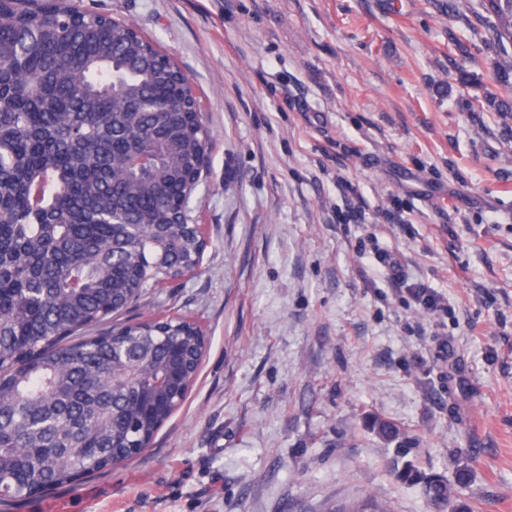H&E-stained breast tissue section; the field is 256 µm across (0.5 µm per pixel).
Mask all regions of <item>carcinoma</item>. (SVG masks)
<instances>
[{
	"mask_svg": "<svg viewBox=\"0 0 512 512\" xmlns=\"http://www.w3.org/2000/svg\"><path fill=\"white\" fill-rule=\"evenodd\" d=\"M479 7L511 44L512 0ZM489 69L512 85V57ZM486 106L512 112L490 90ZM209 139L196 97L132 23L83 0H0V499L131 460L184 402L201 328L115 317L200 264L188 201ZM399 477L463 512L442 476L408 463Z\"/></svg>",
	"mask_w": 512,
	"mask_h": 512,
	"instance_id": "obj_1",
	"label": "carcinoma"
}]
</instances>
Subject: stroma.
<instances>
[{
  "mask_svg": "<svg viewBox=\"0 0 512 512\" xmlns=\"http://www.w3.org/2000/svg\"><path fill=\"white\" fill-rule=\"evenodd\" d=\"M89 2L172 57L211 131L200 268L123 314L209 348L146 452L4 512H449L408 462L512 512V112L473 107L500 52L477 0ZM406 289L414 301L427 312L436 313L446 310V306L448 307L444 297L435 291V288H430L424 284H413L408 285Z\"/></svg>",
  "mask_w": 512,
  "mask_h": 512,
  "instance_id": "35a3bbf8",
  "label": "stroma"
}]
</instances>
